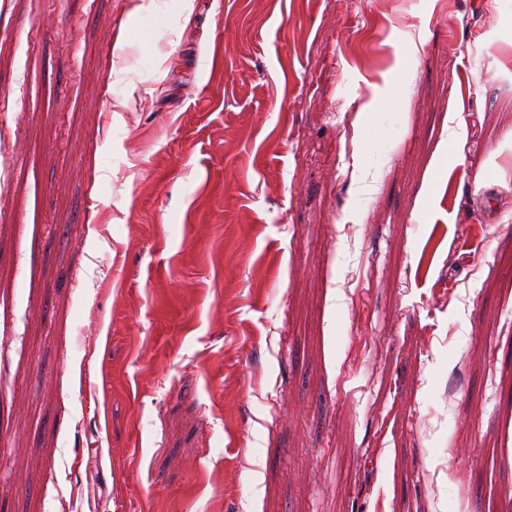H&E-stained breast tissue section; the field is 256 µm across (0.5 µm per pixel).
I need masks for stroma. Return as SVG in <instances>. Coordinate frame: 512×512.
Returning <instances> with one entry per match:
<instances>
[{
	"mask_svg": "<svg viewBox=\"0 0 512 512\" xmlns=\"http://www.w3.org/2000/svg\"><path fill=\"white\" fill-rule=\"evenodd\" d=\"M0 102V512H512V0H0Z\"/></svg>",
	"mask_w": 512,
	"mask_h": 512,
	"instance_id": "1",
	"label": "stroma"
}]
</instances>
